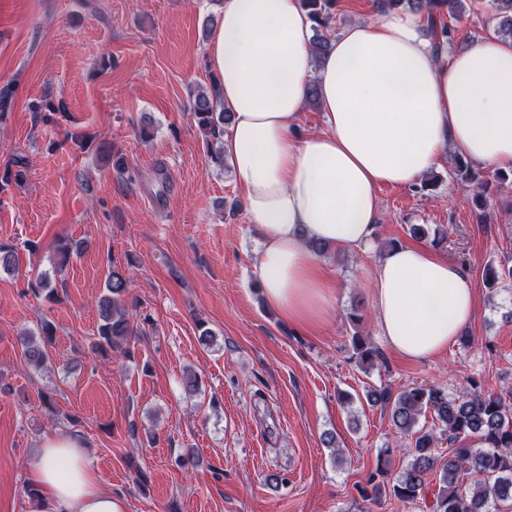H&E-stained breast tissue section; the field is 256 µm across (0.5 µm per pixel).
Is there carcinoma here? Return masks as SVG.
<instances>
[{"label":"carcinoma","instance_id":"1","mask_svg":"<svg viewBox=\"0 0 512 512\" xmlns=\"http://www.w3.org/2000/svg\"><path fill=\"white\" fill-rule=\"evenodd\" d=\"M469 0H377L380 12L408 6L426 17L436 35L452 40L454 29L438 22L448 12L456 19L467 13ZM497 31L512 39V0H490ZM309 19L314 23L313 48L321 58L330 47L331 26L336 0H302ZM193 113L199 129L206 137L207 154L218 167H224V127L230 124L231 113L220 102L217 81L210 92L199 91L193 97ZM17 169H7L0 176V191L13 182L20 186L26 180V166L15 161ZM453 178L479 195L478 175L464 162L452 170ZM490 288L512 286V266H490L486 271ZM107 294L99 301L101 323L97 329L96 349L107 356L122 348L134 334L132 316L123 303L128 280L112 270L106 281ZM354 333L351 336L355 365L369 373L384 364L380 349L362 330L363 316L354 310L349 314ZM364 399L371 405L389 409L392 425L401 435L411 438L407 452L411 462L394 480L387 479L386 460L379 459L370 487L361 490V497L370 502L388 493L394 498L414 503L425 496L427 475L440 472L438 492L431 512H498L500 504L512 503V394H485L478 383L462 395L450 396L440 386L406 387L394 394L385 387L365 385ZM431 414L438 430L448 435V455L437 452L435 430L420 424L422 415Z\"/></svg>","mask_w":512,"mask_h":512}]
</instances>
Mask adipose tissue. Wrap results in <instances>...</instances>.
Segmentation results:
<instances>
[{"instance_id":"obj_1","label":"adipose tissue","mask_w":512,"mask_h":512,"mask_svg":"<svg viewBox=\"0 0 512 512\" xmlns=\"http://www.w3.org/2000/svg\"><path fill=\"white\" fill-rule=\"evenodd\" d=\"M332 43L314 57L300 0H222L207 48L233 114L224 156L259 239L261 292L302 327L333 306L310 242L371 248L380 186H415L451 152L512 169V42L490 34L449 54L421 15L391 10ZM312 84L324 127L303 134ZM373 288L379 333L407 359L436 357L475 316L460 268L422 244L385 250ZM30 477L36 512H123L78 439L46 438Z\"/></svg>"}]
</instances>
